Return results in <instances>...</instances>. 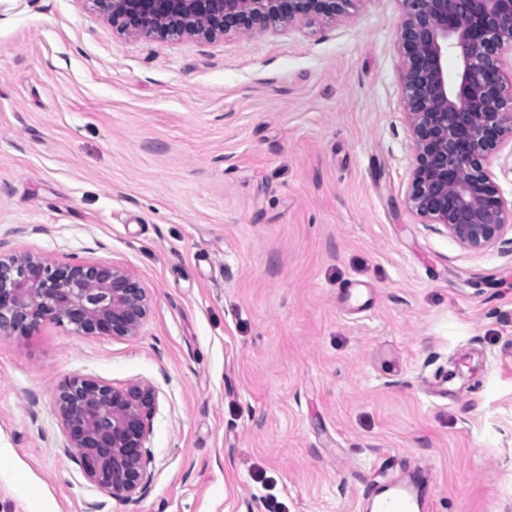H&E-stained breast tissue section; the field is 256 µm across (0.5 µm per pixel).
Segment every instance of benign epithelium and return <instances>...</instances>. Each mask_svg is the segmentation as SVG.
Instances as JSON below:
<instances>
[{
    "mask_svg": "<svg viewBox=\"0 0 512 512\" xmlns=\"http://www.w3.org/2000/svg\"><path fill=\"white\" fill-rule=\"evenodd\" d=\"M120 31L209 42L231 30L334 23L353 0H84ZM398 27L405 117L415 152L410 211L469 249L497 240L512 223V200L494 181L491 158L512 143V0H401ZM457 59L448 70V55ZM146 288L113 263L33 255L0 256V335L44 323L80 335L127 337L148 318ZM155 390L90 377L57 397L67 448L84 476L128 501L148 484L144 442Z\"/></svg>",
    "mask_w": 512,
    "mask_h": 512,
    "instance_id": "7a95c632",
    "label": "benign epithelium"
}]
</instances>
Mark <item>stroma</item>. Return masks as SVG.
Masks as SVG:
<instances>
[{
  "label": "stroma",
  "instance_id": "stroma-1",
  "mask_svg": "<svg viewBox=\"0 0 512 512\" xmlns=\"http://www.w3.org/2000/svg\"><path fill=\"white\" fill-rule=\"evenodd\" d=\"M137 38L84 0H0V254L118 264L137 336L0 338V512H512V227L464 247L406 204L400 0ZM76 376L151 385L132 501L67 451ZM361 508L366 512H415L422 505L415 485L409 482L387 480L379 485L371 496L366 497Z\"/></svg>",
  "mask_w": 512,
  "mask_h": 512
}]
</instances>
